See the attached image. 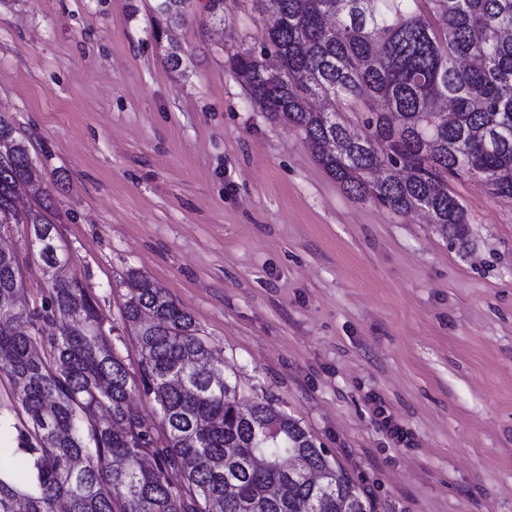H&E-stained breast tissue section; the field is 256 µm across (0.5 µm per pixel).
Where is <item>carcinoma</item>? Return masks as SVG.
Returning a JSON list of instances; mask_svg holds the SVG:
<instances>
[{
	"label": "carcinoma",
	"mask_w": 512,
	"mask_h": 512,
	"mask_svg": "<svg viewBox=\"0 0 512 512\" xmlns=\"http://www.w3.org/2000/svg\"><path fill=\"white\" fill-rule=\"evenodd\" d=\"M192 0H159L181 24ZM260 49L227 55L246 95L278 124L297 129L323 170L352 197L395 213L426 210L448 240L468 241L465 206L450 188L493 178L512 198V0H254ZM374 101L353 131L344 110ZM0 224L56 236L48 206L15 205L34 176L29 150L0 116ZM40 306L20 301L16 255L0 254V375L14 383L4 420L15 446L0 448V512H374L349 475L308 432L271 403L244 402L213 360L191 315L142 271L130 269L122 323L137 331L130 371L108 343L82 281L56 248ZM54 333L46 335V328ZM49 347L41 355L36 347ZM157 405L164 441L131 410L133 390ZM279 437L265 439L269 423ZM268 460L262 468L253 454ZM191 488L184 499L170 473ZM320 471L318 483L306 479ZM112 487V493L104 487Z\"/></svg>",
	"instance_id": "obj_1"
}]
</instances>
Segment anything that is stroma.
I'll return each mask as SVG.
<instances>
[{"instance_id":"35a3bbf8","label":"stroma","mask_w":512,"mask_h":512,"mask_svg":"<svg viewBox=\"0 0 512 512\" xmlns=\"http://www.w3.org/2000/svg\"><path fill=\"white\" fill-rule=\"evenodd\" d=\"M155 7L0 0V115L52 195L68 271L118 326L111 347L136 368L122 279L145 271L239 394L296 419L375 512H512V199L453 182L460 248L425 212L351 197L227 71L264 40L251 0L220 25L200 0L177 26ZM28 235L0 226L34 307L49 282Z\"/></svg>"}]
</instances>
